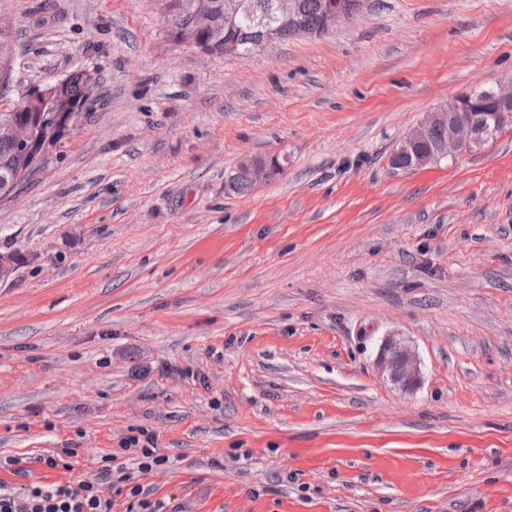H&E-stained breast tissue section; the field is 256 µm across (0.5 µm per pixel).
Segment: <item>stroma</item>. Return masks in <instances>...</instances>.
Segmentation results:
<instances>
[{"label": "stroma", "instance_id": "stroma-1", "mask_svg": "<svg viewBox=\"0 0 512 512\" xmlns=\"http://www.w3.org/2000/svg\"><path fill=\"white\" fill-rule=\"evenodd\" d=\"M234 57L156 0H8L25 82L83 67L79 121L0 200V466L129 462L166 512H512V125L393 169L406 133L512 81V0H366ZM247 155L284 159L227 193ZM406 336L422 380L374 359ZM77 449L72 471L42 456ZM374 364L379 375L399 390L412 391L421 380L418 356L403 336H386L379 345Z\"/></svg>", "mask_w": 512, "mask_h": 512}]
</instances>
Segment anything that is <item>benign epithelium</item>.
I'll return each mask as SVG.
<instances>
[{
	"instance_id": "1",
	"label": "benign epithelium",
	"mask_w": 512,
	"mask_h": 512,
	"mask_svg": "<svg viewBox=\"0 0 512 512\" xmlns=\"http://www.w3.org/2000/svg\"><path fill=\"white\" fill-rule=\"evenodd\" d=\"M194 24L188 38H183L179 29L168 17L162 15L171 39L197 49L204 55L210 54V47L224 44L222 55L239 54L237 44L229 31L237 22L247 17L260 28L261 36L255 45L260 50L266 45L281 40L282 27L288 26L291 38H314L331 32L341 23H352L362 14L365 5L352 11L343 9L339 0H325L321 26L313 28L300 15L299 0H264L261 8H255L252 0H224V18H219L215 0H194ZM64 100V85L56 80L46 85L25 87L14 103L15 111L23 113L4 125L16 151L32 165H39L48 155L54 143L65 136L72 125L64 124L58 116V102ZM492 101L498 108L496 116L512 120V82L498 86L493 91ZM470 97L462 94L452 97L448 104L427 117L410 130L401 140L400 151L412 156L404 169L421 168L435 162V156L455 157L472 151L483 140V129L470 116ZM440 125L448 126V139L436 143L429 153H416L414 148L427 141L430 131ZM240 175L250 183L258 185L271 178V167L263 158L247 157L239 163ZM379 375L395 388L411 391L421 380L420 362L415 349L403 336L395 334L385 337L379 345L374 361Z\"/></svg>"
}]
</instances>
